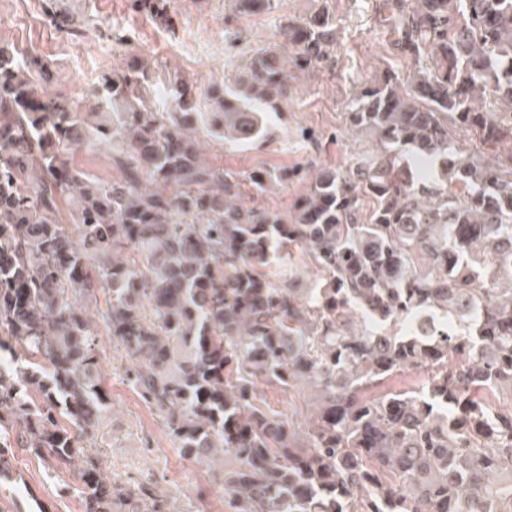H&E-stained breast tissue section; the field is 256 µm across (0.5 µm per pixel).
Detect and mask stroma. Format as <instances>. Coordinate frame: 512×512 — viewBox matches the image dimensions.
<instances>
[{"label":"stroma","mask_w":512,"mask_h":512,"mask_svg":"<svg viewBox=\"0 0 512 512\" xmlns=\"http://www.w3.org/2000/svg\"><path fill=\"white\" fill-rule=\"evenodd\" d=\"M336 18L333 61L303 78L284 104L282 119L264 144L238 146L202 136L207 162L237 172L257 165L295 167L324 164L348 168L367 145V137L348 132L346 112L353 89L386 69L405 71L378 19L381 0H326ZM273 12L236 16L231 0H0V42L23 56L51 64L48 93L81 99L86 87L101 88L104 76L126 70L141 59L151 102L164 107L181 85L195 92L207 111L211 86L233 83L246 56L274 44L281 17L302 21L314 0H275ZM319 133L318 142L301 138L302 129ZM103 376L112 404L92 439V451L113 481L166 496L169 512H228L221 465L183 456L174 447L161 418L131 387L128 367L112 350L109 337ZM313 387L302 384L271 397L274 408L307 429L314 405ZM9 478H0V512H83L71 465L21 448L10 459Z\"/></svg>","instance_id":"obj_1"}]
</instances>
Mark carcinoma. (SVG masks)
<instances>
[{
    "label": "carcinoma",
    "instance_id": "1",
    "mask_svg": "<svg viewBox=\"0 0 512 512\" xmlns=\"http://www.w3.org/2000/svg\"><path fill=\"white\" fill-rule=\"evenodd\" d=\"M379 13L408 69L354 90L347 124L370 141L345 170L240 174L200 154L202 131L267 140L336 52L325 7L283 20L295 55H251L208 112L185 89L152 108L133 69L104 77L105 108L47 97L29 71L48 83V63L0 46V475L16 446L72 465L84 512L139 498L85 451L110 406L108 336L182 455L234 461L231 512H512V108L486 104L512 105V0ZM455 131L494 160L459 155ZM102 143L118 178L70 159ZM289 182L304 185L289 208L258 202ZM419 316L439 330L399 328ZM413 369L419 386L381 390ZM302 383L318 399L301 433L258 391Z\"/></svg>",
    "mask_w": 512,
    "mask_h": 512
}]
</instances>
